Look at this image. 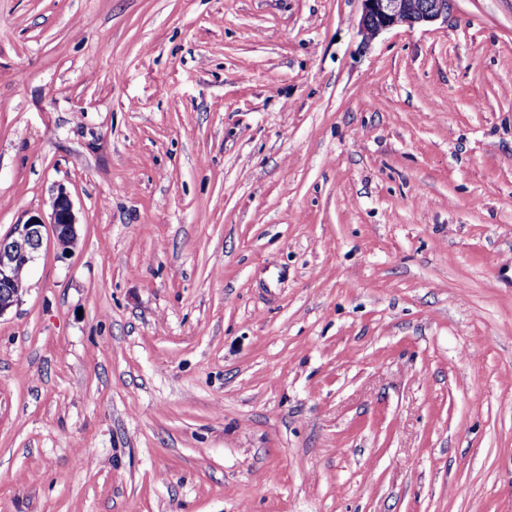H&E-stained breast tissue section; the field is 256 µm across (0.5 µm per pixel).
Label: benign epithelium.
I'll list each match as a JSON object with an SVG mask.
<instances>
[{
    "instance_id": "7a95c632",
    "label": "benign epithelium",
    "mask_w": 512,
    "mask_h": 512,
    "mask_svg": "<svg viewBox=\"0 0 512 512\" xmlns=\"http://www.w3.org/2000/svg\"><path fill=\"white\" fill-rule=\"evenodd\" d=\"M362 3L360 27L366 38L371 39L396 26L413 27L446 20L453 0H362ZM76 224L73 202L61 189L53 199L50 220L40 214L32 215L25 222L13 225L6 236H0V317L21 299V294L10 288L14 272L35 262L46 235L61 254L72 253L78 242Z\"/></svg>"
}]
</instances>
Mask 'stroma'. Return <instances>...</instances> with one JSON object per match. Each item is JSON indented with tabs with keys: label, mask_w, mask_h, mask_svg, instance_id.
Returning a JSON list of instances; mask_svg holds the SVG:
<instances>
[{
	"label": "stroma",
	"mask_w": 512,
	"mask_h": 512,
	"mask_svg": "<svg viewBox=\"0 0 512 512\" xmlns=\"http://www.w3.org/2000/svg\"><path fill=\"white\" fill-rule=\"evenodd\" d=\"M0 0V512H512V0ZM362 33L371 39L396 26L433 23L447 20L453 0H361ZM76 224L73 202L69 194L61 190L53 199L49 221L41 214L32 215L25 222L14 224L6 236H0V316L19 303L21 294L14 292H23L27 272L20 270L15 276L14 272L31 267L35 262L43 246L44 231L61 255H67L74 251L78 242Z\"/></svg>",
	"instance_id": "obj_1"
}]
</instances>
